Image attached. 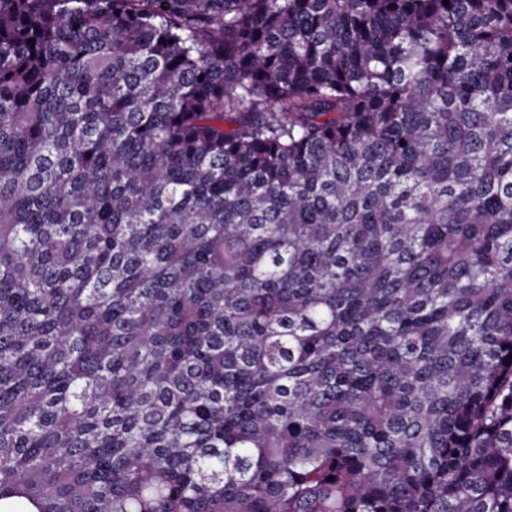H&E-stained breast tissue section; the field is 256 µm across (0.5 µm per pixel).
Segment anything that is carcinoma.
I'll return each mask as SVG.
<instances>
[{"label": "carcinoma", "instance_id": "1", "mask_svg": "<svg viewBox=\"0 0 512 512\" xmlns=\"http://www.w3.org/2000/svg\"><path fill=\"white\" fill-rule=\"evenodd\" d=\"M5 498L512 512V0H0Z\"/></svg>", "mask_w": 512, "mask_h": 512}]
</instances>
